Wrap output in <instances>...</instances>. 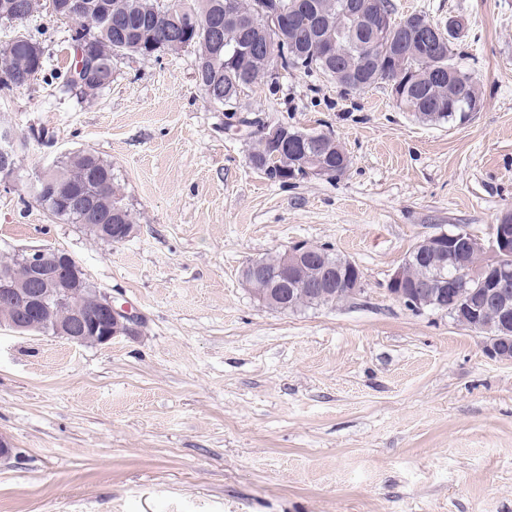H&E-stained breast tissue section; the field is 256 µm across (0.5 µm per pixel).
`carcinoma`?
Returning <instances> with one entry per match:
<instances>
[{"label": "carcinoma", "mask_w": 512, "mask_h": 512, "mask_svg": "<svg viewBox=\"0 0 512 512\" xmlns=\"http://www.w3.org/2000/svg\"><path fill=\"white\" fill-rule=\"evenodd\" d=\"M14 0H0V21L22 24L29 20L37 7L29 0V8L23 15L13 13ZM85 9L76 25L93 31L95 50L98 55L92 71L91 83L102 91L112 83V65L119 58H146L154 46L168 41L171 53L185 46L198 53V62L206 63L204 93L228 97L227 106L236 102L242 87L255 83V79L275 64V60L254 57L248 61L237 48L253 35L251 13L257 0H188L190 38L182 40L167 38L169 18L160 11L158 0H84ZM291 11L293 23L289 31L288 48L280 60L283 71L303 69L307 72L322 71L342 81L344 71L354 66L359 59L372 50L370 36L359 22L355 7L366 4V0H281ZM237 12L242 24L222 30L220 43L210 38V27L216 19L224 18V10ZM322 15L328 23L317 27L315 19ZM129 18L131 31L125 40H114L117 20ZM22 37L30 49L7 53L0 51V76H11L0 80V90L10 91L26 85L31 77L44 67V46L31 33ZM334 43L337 55L324 56L322 47ZM398 63L385 66L373 65L364 69L366 87L388 83L398 72H413L430 86L433 100L415 105L414 113L433 112V122H451L457 115L468 110V103L482 98V93L472 75L453 62L450 45L435 50L425 57L418 53L410 42L400 46ZM56 189L46 190L37 197L47 210L57 218L88 229L90 224H132L134 216L123 203V194L117 177L112 173V164L89 150L71 153L51 173ZM82 195L93 197L97 204L90 212L82 207H68L64 200Z\"/></svg>", "instance_id": "obj_1"}]
</instances>
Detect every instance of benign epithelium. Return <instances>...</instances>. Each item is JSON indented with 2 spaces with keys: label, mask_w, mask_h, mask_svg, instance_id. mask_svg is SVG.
Instances as JSON below:
<instances>
[{
  "label": "benign epithelium",
  "mask_w": 512,
  "mask_h": 512,
  "mask_svg": "<svg viewBox=\"0 0 512 512\" xmlns=\"http://www.w3.org/2000/svg\"><path fill=\"white\" fill-rule=\"evenodd\" d=\"M258 21L254 28L258 37L248 44L245 56L263 55L272 58L287 44L288 20L278 0H260ZM361 20L378 45L377 55L384 54L391 42L387 40L389 17L380 3L361 13ZM458 19H448V27L434 24L420 15L402 22L403 37L430 49L452 41ZM395 100L413 96L419 81L410 75L398 74L389 82ZM263 149L273 159L282 158L279 179L291 182L310 176L322 177L332 169L342 177L349 167V157L341 150L335 154H319L308 150L310 138L293 131L286 124L263 128ZM25 147L13 126H0V184H9L16 173V156ZM98 233L106 240L123 243L134 236V224H98ZM512 255V224H494L491 237L485 241L466 231L441 232L414 244L403 262L391 274L386 289L390 296L412 309H445L456 305L462 321L488 334L487 355L498 361L512 362V270L495 264L500 256ZM452 265L454 275L445 267ZM25 276L15 280L0 274V305L8 315H0V328L23 333L32 329L35 318L45 315L51 320L49 329L59 338L76 344H107L116 336L135 333L137 318L117 307L112 295L94 288V307L82 304L80 282L90 274L66 252L32 250L23 257ZM421 265L428 273L415 276L412 269ZM242 281L261 305L285 311L296 295L315 294L332 301L336 289L344 288L350 295L361 290L359 267L349 258L330 263L323 248L307 241H296L279 252L255 258L241 271ZM482 289V297L471 300L469 288Z\"/></svg>",
  "instance_id": "obj_1"
}]
</instances>
